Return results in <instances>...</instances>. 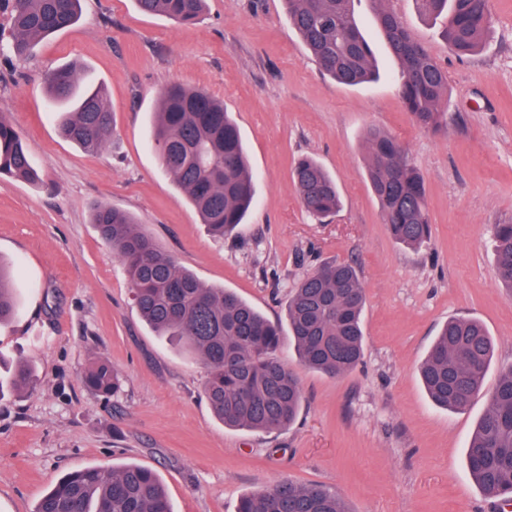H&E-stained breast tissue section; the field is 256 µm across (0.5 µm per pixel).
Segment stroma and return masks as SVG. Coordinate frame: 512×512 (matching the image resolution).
Wrapping results in <instances>:
<instances>
[{"mask_svg":"<svg viewBox=\"0 0 512 512\" xmlns=\"http://www.w3.org/2000/svg\"><path fill=\"white\" fill-rule=\"evenodd\" d=\"M392 10L448 76L439 126H417L369 0H356L378 81L330 78L288 21L284 0H207L196 23L141 13L134 0H82L75 27L32 55L0 56V114L26 141L36 180L0 178V255L19 266L22 306L0 326V360L24 358L34 390L0 391V512H35L66 472L135 463L155 471L172 512H236L282 481L320 485L348 512H500L470 479L467 441L501 368L512 365V298L494 258L496 224L512 221V0H490L482 50L460 57L413 0ZM74 64L102 86L112 139L88 154L61 137L44 76ZM201 88L236 122L255 202L229 237H212L149 146L160 90ZM395 136L424 178L432 237L391 238L366 180L367 129ZM335 177L340 211L315 222L301 205L297 161ZM134 214L177 263L287 327L292 289L322 264L358 270L366 303L361 364L342 376L298 367L293 424L263 433L224 426L204 396L203 362L156 336L131 301L127 272L91 222L95 205ZM465 316L495 339L485 396L464 411L435 406L418 369L440 328ZM106 360L120 389L103 399L83 375Z\"/></svg>","mask_w":512,"mask_h":512,"instance_id":"1","label":"stroma"}]
</instances>
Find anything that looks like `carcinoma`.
<instances>
[{
	"instance_id": "obj_1",
	"label": "carcinoma",
	"mask_w": 512,
	"mask_h": 512,
	"mask_svg": "<svg viewBox=\"0 0 512 512\" xmlns=\"http://www.w3.org/2000/svg\"><path fill=\"white\" fill-rule=\"evenodd\" d=\"M288 20L323 71L336 82H370L379 69L373 48L354 15V0H284ZM375 4V21L398 64L399 94L414 122L439 125L447 107L448 77L400 19ZM426 21L442 20V37L459 56L475 52L490 31L488 0H413ZM81 0H0L10 14L11 41L0 52L31 54L49 36L75 25ZM144 14L178 24L200 18L206 0H135ZM79 72L61 67L47 77L49 108L59 113L61 136L88 153L106 149L113 131L104 91L78 89ZM366 170L382 219L398 243L421 247L431 237L423 177L402 144L371 128L365 135ZM163 170L185 193L202 223L218 237L241 224L254 201V174L224 104L207 92L171 84L159 93L150 131ZM0 176L36 179L27 148L0 116ZM295 181L305 210L321 221L341 206L335 179L312 157L301 158ZM92 223L126 268L133 303L142 320L166 339L198 356L209 369L204 393L213 414L230 428L281 431L297 418L303 392L294 370L276 357L281 329L234 292L204 285L162 251L126 211L100 203ZM500 281L512 296V223L494 227ZM11 266L0 260V324L16 313ZM364 290L354 266L325 265L303 278L287 302L288 341L300 365L332 376L354 370L362 360ZM494 341L478 321L454 318L435 339L420 366L431 401L466 410L483 394ZM95 394L117 388L112 366L103 360L84 374ZM9 383L33 388L32 367L9 368ZM471 478L490 498L512 500V366L499 372L488 407L466 448ZM36 512H172L158 475L130 464L118 469L86 467L63 476L38 503ZM238 512H348L335 493L320 485L284 481L242 497Z\"/></svg>"
}]
</instances>
